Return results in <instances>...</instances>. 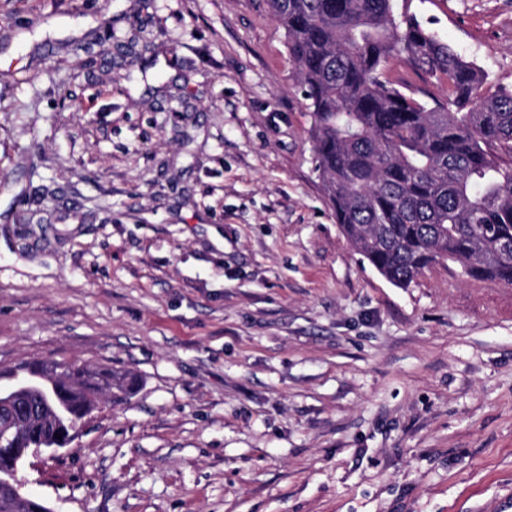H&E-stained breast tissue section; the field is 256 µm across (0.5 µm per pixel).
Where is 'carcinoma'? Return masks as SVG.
<instances>
[{
    "instance_id": "1",
    "label": "carcinoma",
    "mask_w": 512,
    "mask_h": 512,
    "mask_svg": "<svg viewBox=\"0 0 512 512\" xmlns=\"http://www.w3.org/2000/svg\"><path fill=\"white\" fill-rule=\"evenodd\" d=\"M313 116L314 170L336 223L389 282L408 287L440 261L471 278L512 285V91L481 95L480 67L396 0H267ZM398 60L441 86L444 99L400 89ZM50 398L30 390L0 406V472L78 428L100 396L136 382L108 370L38 366ZM42 502L0 477V512Z\"/></svg>"
}]
</instances>
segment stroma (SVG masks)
<instances>
[{
	"label": "stroma",
	"mask_w": 512,
	"mask_h": 512,
	"mask_svg": "<svg viewBox=\"0 0 512 512\" xmlns=\"http://www.w3.org/2000/svg\"><path fill=\"white\" fill-rule=\"evenodd\" d=\"M512 89V0H408ZM266 0H0V385L126 372L53 512H512V286L341 232Z\"/></svg>",
	"instance_id": "1"
}]
</instances>
